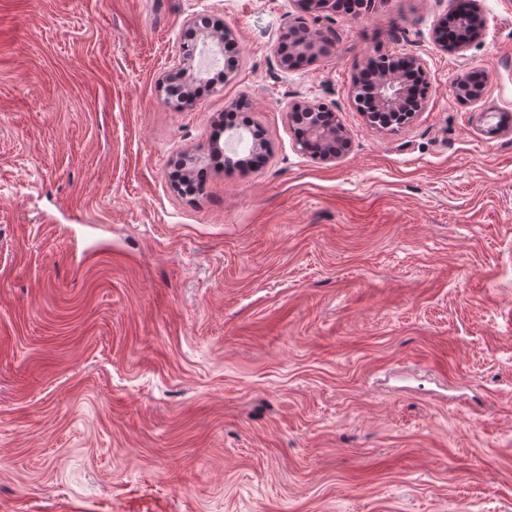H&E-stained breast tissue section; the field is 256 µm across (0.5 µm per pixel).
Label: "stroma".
<instances>
[{
    "label": "stroma",
    "mask_w": 512,
    "mask_h": 512,
    "mask_svg": "<svg viewBox=\"0 0 512 512\" xmlns=\"http://www.w3.org/2000/svg\"><path fill=\"white\" fill-rule=\"evenodd\" d=\"M459 3L307 17L332 45L284 69L295 0H0V512H512V0L461 55ZM204 17L237 65L177 108ZM375 54L430 79L393 131L353 102ZM237 101L255 168L210 155ZM186 41L182 43L181 53H182V61L181 63L168 70L163 79V85L166 82H182L189 81L193 79V71H194V61L196 58L197 50H198V38L194 40L191 46L186 45ZM165 98L168 102L173 103L176 107H181L186 103L183 97H180V94L177 95L175 92V88H172L171 85L164 87ZM180 97V98H179ZM471 72L463 77L457 79L454 84L455 94L458 95L461 99L472 98V99H480L483 97L486 89V84L488 80V76L485 72ZM474 74H479L481 78L478 83L474 82ZM327 107L323 103L298 102L291 106L289 116L292 123L300 122L305 126L304 137L297 140L301 150L314 153L323 160H336L349 148L350 141L337 115L335 126L322 123L320 112L325 122L330 123L333 120L334 112L325 111ZM341 144L343 148L339 149L338 146Z\"/></svg>",
    "instance_id": "obj_1"
}]
</instances>
